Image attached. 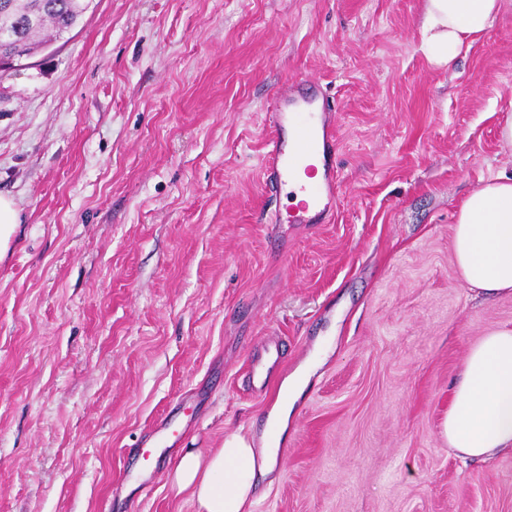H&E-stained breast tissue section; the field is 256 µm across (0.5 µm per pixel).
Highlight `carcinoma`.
Wrapping results in <instances>:
<instances>
[{
  "mask_svg": "<svg viewBox=\"0 0 512 512\" xmlns=\"http://www.w3.org/2000/svg\"><path fill=\"white\" fill-rule=\"evenodd\" d=\"M89 0H0V60L42 51L79 22Z\"/></svg>",
  "mask_w": 512,
  "mask_h": 512,
  "instance_id": "1",
  "label": "carcinoma"
}]
</instances>
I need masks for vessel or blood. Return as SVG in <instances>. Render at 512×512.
<instances>
[{
    "mask_svg": "<svg viewBox=\"0 0 512 512\" xmlns=\"http://www.w3.org/2000/svg\"><path fill=\"white\" fill-rule=\"evenodd\" d=\"M265 122L270 129L263 164L268 185L293 182L305 196L289 223H330L341 193L333 101L323 90L303 93L288 85L276 95ZM280 361L278 341L267 339L250 360L248 386L263 391Z\"/></svg>",
    "mask_w": 512,
    "mask_h": 512,
    "instance_id": "b4317fda",
    "label": "vessel or blood"
}]
</instances>
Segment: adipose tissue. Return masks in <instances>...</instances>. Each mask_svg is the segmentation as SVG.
Returning a JSON list of instances; mask_svg holds the SVG:
<instances>
[{"mask_svg":"<svg viewBox=\"0 0 512 512\" xmlns=\"http://www.w3.org/2000/svg\"><path fill=\"white\" fill-rule=\"evenodd\" d=\"M505 0H423L420 49L451 64L488 32ZM456 264L466 284L487 296L512 293V173L483 180L460 203L454 227ZM312 358L281 382L269 423L285 434L296 401L320 365ZM448 447L462 459L512 452V328L488 331L466 357L443 421ZM277 445L226 434L220 448L179 453L169 472L175 494L196 512H252L259 484L275 469Z\"/></svg>","mask_w":512,"mask_h":512,"instance_id":"obj_1","label":"adipose tissue"}]
</instances>
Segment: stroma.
Returning <instances> with one entry per match:
<instances>
[{
	"label": "stroma",
	"instance_id": "1",
	"mask_svg": "<svg viewBox=\"0 0 512 512\" xmlns=\"http://www.w3.org/2000/svg\"><path fill=\"white\" fill-rule=\"evenodd\" d=\"M422 0H91L0 73V512H196L180 449L262 435L284 376L327 356L254 512H512V454L443 435L450 390L512 294L475 297L461 200L512 170V7L451 65ZM337 111L328 224L270 190L264 115L285 82ZM283 366L243 370L266 337ZM169 420L177 436L147 445ZM18 224L19 213L14 201L10 197L0 195V257L7 253Z\"/></svg>",
	"mask_w": 512,
	"mask_h": 512
}]
</instances>
